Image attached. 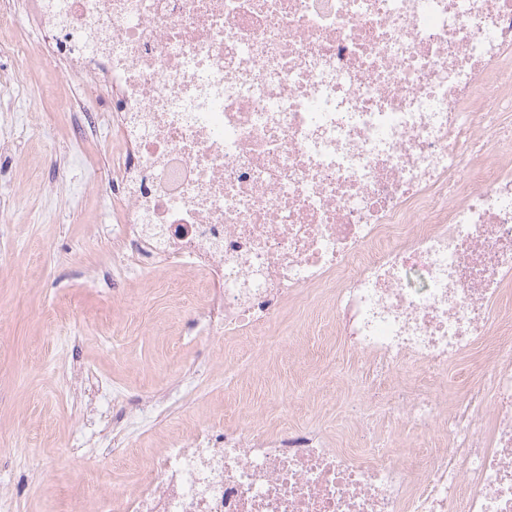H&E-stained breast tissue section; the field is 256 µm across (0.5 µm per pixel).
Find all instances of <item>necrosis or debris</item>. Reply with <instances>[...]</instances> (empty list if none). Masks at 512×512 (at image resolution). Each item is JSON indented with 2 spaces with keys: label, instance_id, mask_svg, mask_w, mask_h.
I'll return each instance as SVG.
<instances>
[{
  "label": "necrosis or debris",
  "instance_id": "necrosis-or-debris-1",
  "mask_svg": "<svg viewBox=\"0 0 512 512\" xmlns=\"http://www.w3.org/2000/svg\"><path fill=\"white\" fill-rule=\"evenodd\" d=\"M72 71L112 90L117 239L191 273L196 335L259 350L332 288L346 345L438 372L512 287V0H27ZM510 358L444 412L422 478L312 431L208 425L120 512H512Z\"/></svg>",
  "mask_w": 512,
  "mask_h": 512
}]
</instances>
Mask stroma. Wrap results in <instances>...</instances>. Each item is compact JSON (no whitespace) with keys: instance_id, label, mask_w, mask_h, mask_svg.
Listing matches in <instances>:
<instances>
[{"instance_id":"stroma-1","label":"stroma","mask_w":512,"mask_h":512,"mask_svg":"<svg viewBox=\"0 0 512 512\" xmlns=\"http://www.w3.org/2000/svg\"><path fill=\"white\" fill-rule=\"evenodd\" d=\"M36 49L22 66L0 56V113H26L0 152V484L9 512H81L84 497L108 501L132 485L126 462L137 449L164 448L199 426H288L321 433L330 446L359 456L399 455L419 468L444 438L418 432L393 414L387 382L454 408L469 389L488 385L500 360L491 344L436 374L408 367L383 379L372 357L336 333L326 295L297 299L261 351L230 358L223 341L188 332L201 301L176 287L184 275L145 273L135 256H114L115 224L106 128L85 130L81 112L48 116L56 100L78 99L67 59L44 44L36 20L15 35ZM118 388L135 416L132 446L112 456V399ZM161 395L162 409L145 400Z\"/></svg>"}]
</instances>
